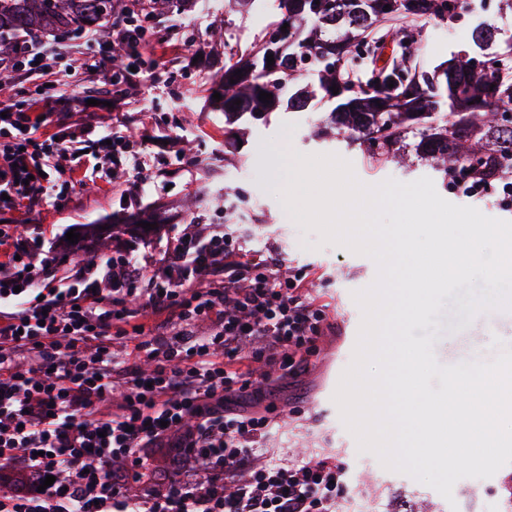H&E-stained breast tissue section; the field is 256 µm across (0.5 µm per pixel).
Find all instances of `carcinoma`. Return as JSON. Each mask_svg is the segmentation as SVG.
<instances>
[{
	"label": "carcinoma",
	"instance_id": "carcinoma-1",
	"mask_svg": "<svg viewBox=\"0 0 512 512\" xmlns=\"http://www.w3.org/2000/svg\"><path fill=\"white\" fill-rule=\"evenodd\" d=\"M467 4L278 0L280 19L269 27H289L279 43L264 36L249 53L224 61L216 110L224 113L226 125L245 116L265 123L277 110L299 112L318 99H337L331 123L348 143L368 144L371 157L396 156L395 147L411 133L415 150L443 181L466 193L495 183L512 188V123L499 119L500 113L512 112V29L486 25L472 31L479 54L490 62L484 68H474L470 54L431 72L415 62L421 22L458 21ZM234 6L241 14H268L266 0H234ZM111 19L112 0H0V56L16 50L21 32L103 36ZM305 59L317 64L316 79L299 86ZM262 91L272 94L267 104L259 100ZM444 107L448 112L441 121Z\"/></svg>",
	"mask_w": 512,
	"mask_h": 512
}]
</instances>
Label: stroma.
I'll return each mask as SVG.
<instances>
[{
    "label": "stroma",
    "instance_id": "stroma-1",
    "mask_svg": "<svg viewBox=\"0 0 512 512\" xmlns=\"http://www.w3.org/2000/svg\"><path fill=\"white\" fill-rule=\"evenodd\" d=\"M227 20L233 23L235 38L224 43L206 41L207 31ZM162 25L174 33L169 51L155 54L174 73L175 81L167 88L143 85L114 109L107 105L112 98L108 81L91 83L75 76L71 83L82 99L95 100V113L118 115L120 121L136 129L146 128L151 138L160 141L183 136L190 148L187 158L171 156L149 163L143 171H130V181L155 189L152 196H138L135 203L125 202L124 183L103 181L70 190L60 206L15 213V221L28 225L33 236L57 239L73 230L86 248L118 244L152 261L165 248L172 226L193 220L225 225L246 252L280 255L289 274L305 278L325 305L332 329L312 356L307 376L281 384L272 395L255 392L260 406L280 419L265 443L268 456L284 460L336 457L352 490L351 500L339 503V512H355L357 502L365 505L366 512H396L401 504L409 505L413 512H512V463L492 477L456 482L452 499H445L433 488L385 469L374 454L359 451L355 437L341 420L334 393L326 385L332 372L345 370L353 360V348L343 345L340 338L352 325L361 323L362 312L353 294L374 282L377 266L368 256L320 244L318 233L298 227L281 205L276 192L281 181L273 176L272 165L280 161L289 145L302 153L335 154L348 160L356 178L370 186L390 178L405 183L433 178L432 167L412 152V138L404 140L409 148L406 162L372 160L365 146L348 145L337 136L326 123L328 106L320 103L304 112L273 113L265 125L237 122L234 134L225 136L224 115L210 105L211 87L223 73L225 59L248 52L260 40L263 22L240 16L228 2L201 24L174 15L164 17ZM483 25L512 26V14L499 11L497 0H490L487 11L467 10L455 25L428 19L418 53L421 64L430 71L454 55L473 51L470 32ZM187 42L202 52L196 63L183 57ZM145 105L159 117L175 114L178 127L149 121L141 113ZM229 198L244 204L247 223L224 224V202ZM117 213L146 214L155 225L146 232L135 224L118 228L112 221ZM485 290L484 281L478 278L472 287L457 288L444 297L434 341L441 357L452 360L477 355L489 362L501 347L512 349V311L468 315L465 304L470 292Z\"/></svg>",
    "mask_w": 512,
    "mask_h": 512
}]
</instances>
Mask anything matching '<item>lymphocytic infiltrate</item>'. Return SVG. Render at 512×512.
Instances as JSON below:
<instances>
[{"instance_id": "obj_1", "label": "lymphocytic infiltrate", "mask_w": 512, "mask_h": 512, "mask_svg": "<svg viewBox=\"0 0 512 512\" xmlns=\"http://www.w3.org/2000/svg\"><path fill=\"white\" fill-rule=\"evenodd\" d=\"M158 23L149 0H115L109 39L80 35L79 70L124 100ZM64 58L59 40L28 37L0 57L1 77L51 90L46 113L0 108V512H334L342 465L268 458L267 411L229 402L304 377L331 328L282 259L190 223L150 265L130 251L65 262L11 223L60 205L53 177H125L131 142L185 155L176 139L74 122ZM255 361L277 376H254Z\"/></svg>"}]
</instances>
